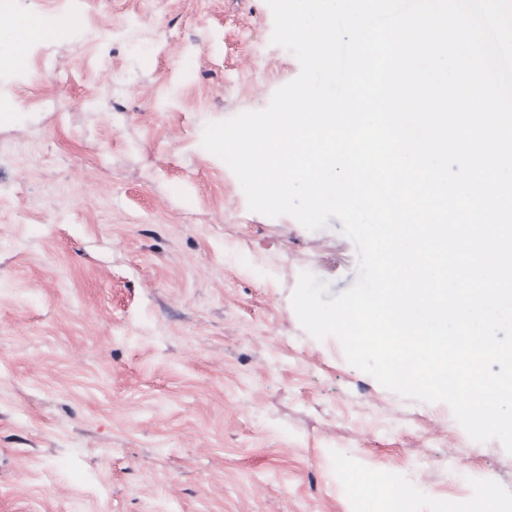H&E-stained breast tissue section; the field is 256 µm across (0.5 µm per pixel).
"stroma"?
I'll return each mask as SVG.
<instances>
[{"label": "stroma", "mask_w": 512, "mask_h": 512, "mask_svg": "<svg viewBox=\"0 0 512 512\" xmlns=\"http://www.w3.org/2000/svg\"><path fill=\"white\" fill-rule=\"evenodd\" d=\"M64 11L0 72L51 101L0 112V512H512L501 442L301 326V272L357 279L341 221L251 211L202 145L300 73L266 0H13Z\"/></svg>", "instance_id": "stroma-1"}]
</instances>
